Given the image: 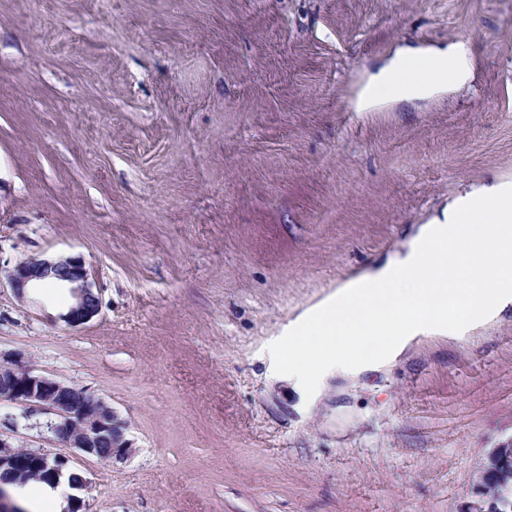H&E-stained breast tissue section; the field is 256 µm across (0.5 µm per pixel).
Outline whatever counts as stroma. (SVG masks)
Here are the masks:
<instances>
[{
  "instance_id": "1",
  "label": "stroma",
  "mask_w": 512,
  "mask_h": 512,
  "mask_svg": "<svg viewBox=\"0 0 512 512\" xmlns=\"http://www.w3.org/2000/svg\"><path fill=\"white\" fill-rule=\"evenodd\" d=\"M468 78L357 111L401 53ZM512 185V0H0V357L88 389L136 452L66 456L82 512H468L512 440V306L313 398L269 346L346 271ZM82 258L98 314L17 298ZM7 280L20 300L27 299L33 289L45 284L67 289L70 304L61 318L71 326L84 324L99 312V297L79 257L26 259L8 271Z\"/></svg>"
}]
</instances>
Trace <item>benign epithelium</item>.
I'll list each match as a JSON object with an SVG mask.
<instances>
[{
	"label": "benign epithelium",
	"mask_w": 512,
	"mask_h": 512,
	"mask_svg": "<svg viewBox=\"0 0 512 512\" xmlns=\"http://www.w3.org/2000/svg\"><path fill=\"white\" fill-rule=\"evenodd\" d=\"M7 280L20 300L45 284L67 289L70 304L61 318L71 326L84 324L99 312V297L89 283L85 263L78 257L26 259L8 271ZM0 401L54 412L57 419L46 426L56 438L103 463L124 460L135 452L132 442L125 438L126 423L105 400L37 374L21 359L0 362ZM106 443L110 448L105 452ZM32 475L41 476L54 487L64 485L76 491L88 488L87 480L70 467L66 457L15 448L0 437V484L24 485Z\"/></svg>",
	"instance_id": "7a95c632"
}]
</instances>
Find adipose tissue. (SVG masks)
Returning a JSON list of instances; mask_svg holds the SVG:
<instances>
[{"instance_id": "adipose-tissue-1", "label": "adipose tissue", "mask_w": 512, "mask_h": 512, "mask_svg": "<svg viewBox=\"0 0 512 512\" xmlns=\"http://www.w3.org/2000/svg\"><path fill=\"white\" fill-rule=\"evenodd\" d=\"M465 61L458 54H443L412 65L410 57L400 56L373 75L357 99L358 110L370 109L385 96L422 97L438 91L447 81L460 79Z\"/></svg>"}]
</instances>
